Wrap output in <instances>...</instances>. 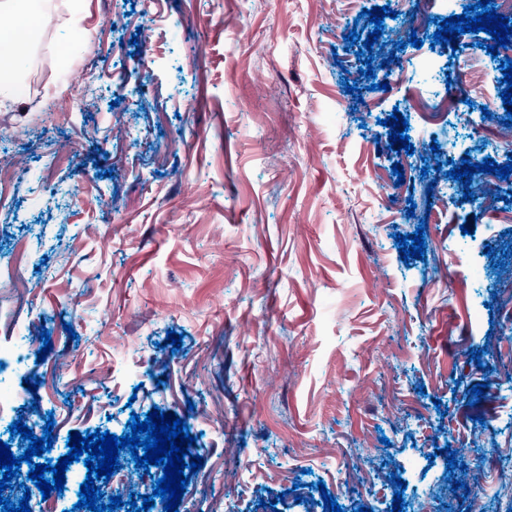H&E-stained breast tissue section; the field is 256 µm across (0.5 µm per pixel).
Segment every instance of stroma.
I'll return each mask as SVG.
<instances>
[{
    "instance_id": "35a3bbf8",
    "label": "stroma",
    "mask_w": 512,
    "mask_h": 512,
    "mask_svg": "<svg viewBox=\"0 0 512 512\" xmlns=\"http://www.w3.org/2000/svg\"><path fill=\"white\" fill-rule=\"evenodd\" d=\"M383 6L397 13L383 35L400 48L369 79L344 37L374 31L361 11ZM51 10L54 26L31 34L23 96L0 95V152L24 151L43 180L34 191L17 178L0 197V258L25 241L32 289L0 309V341L47 314L49 360H81L36 396L25 380L38 364L5 379L27 419L53 416V457L67 454L70 432L120 437L132 414L157 408L184 420L204 461L179 512H328L325 492L343 512H391L385 466L407 484L404 512H446L449 479L464 477L447 472L448 446L472 447L480 463L479 497L461 507L512 512L491 486L512 471V380L491 373L512 367L502 333L512 282L492 267L512 265V223H492L439 168L474 144L508 164L512 126L484 121L504 110L496 90L440 128L414 104L455 91L447 77L461 60L498 68L491 36L436 45V0H52ZM415 24L418 49L406 43ZM77 69L82 86L60 81ZM395 112L413 154L390 147L381 121ZM92 124L100 142L83 136ZM435 140L447 153L431 151ZM431 194L447 208L428 207ZM419 227L425 258L403 262L395 236ZM89 310L108 314L111 336L85 329ZM171 330L183 336L174 352ZM478 383L490 393L479 403Z\"/></svg>"
}]
</instances>
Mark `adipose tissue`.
I'll list each match as a JSON object with an SVG mask.
<instances>
[{"label":"adipose tissue","mask_w":512,"mask_h":512,"mask_svg":"<svg viewBox=\"0 0 512 512\" xmlns=\"http://www.w3.org/2000/svg\"><path fill=\"white\" fill-rule=\"evenodd\" d=\"M0 16L12 19L9 27H0V87L16 93L20 80L15 61L25 52L30 22L50 18L49 0H0Z\"/></svg>","instance_id":"adipose-tissue-1"}]
</instances>
